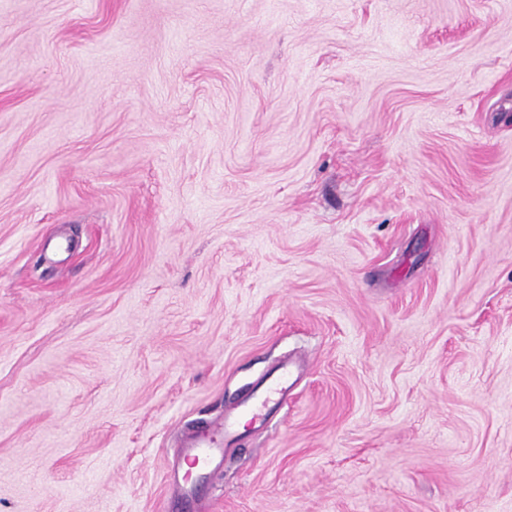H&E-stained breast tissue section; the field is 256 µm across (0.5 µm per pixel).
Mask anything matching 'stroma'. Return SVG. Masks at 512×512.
<instances>
[{
  "label": "stroma",
  "mask_w": 512,
  "mask_h": 512,
  "mask_svg": "<svg viewBox=\"0 0 512 512\" xmlns=\"http://www.w3.org/2000/svg\"><path fill=\"white\" fill-rule=\"evenodd\" d=\"M512 512V0H0V512ZM299 374L293 364H282L264 383L260 392L255 390L245 399L238 400L224 409V420L203 426L192 431L181 448L184 461H189L196 468L195 478L177 468L173 475V492L175 500L186 503L196 493V479L206 475L224 460V442L239 436L240 419L249 415L252 424L261 425L273 408L293 390Z\"/></svg>",
  "instance_id": "1"
}]
</instances>
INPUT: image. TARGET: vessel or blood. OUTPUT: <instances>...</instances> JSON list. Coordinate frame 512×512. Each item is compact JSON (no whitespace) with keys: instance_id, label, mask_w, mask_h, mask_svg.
Masks as SVG:
<instances>
[{"instance_id":"obj_1","label":"vessel or blood","mask_w":512,"mask_h":512,"mask_svg":"<svg viewBox=\"0 0 512 512\" xmlns=\"http://www.w3.org/2000/svg\"><path fill=\"white\" fill-rule=\"evenodd\" d=\"M299 371L296 366L282 364L265 382L261 391L253 392L224 410L222 421L195 429L181 450L184 460L196 469L197 475L207 474L224 459V443L238 437L240 419L249 416L254 425H261L273 408L293 390Z\"/></svg>"}]
</instances>
